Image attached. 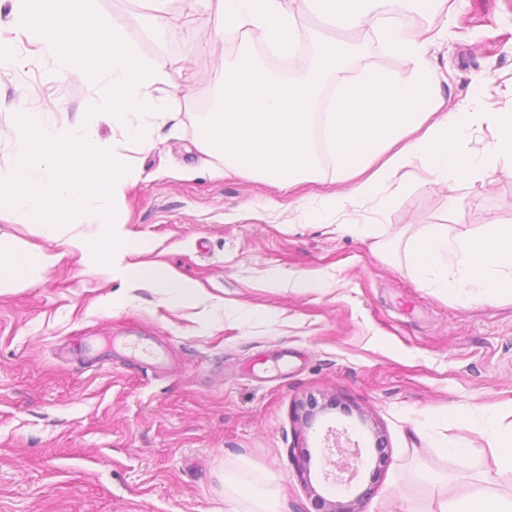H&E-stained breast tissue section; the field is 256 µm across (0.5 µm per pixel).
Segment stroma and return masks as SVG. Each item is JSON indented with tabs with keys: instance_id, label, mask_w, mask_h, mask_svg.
I'll list each match as a JSON object with an SVG mask.
<instances>
[{
	"instance_id": "stroma-1",
	"label": "stroma",
	"mask_w": 512,
	"mask_h": 512,
	"mask_svg": "<svg viewBox=\"0 0 512 512\" xmlns=\"http://www.w3.org/2000/svg\"><path fill=\"white\" fill-rule=\"evenodd\" d=\"M98 4L155 56L147 0ZM167 18L179 131L137 154L141 180L112 203L133 240L127 263H164L224 308L148 287L112 304L126 280L104 283L78 254L0 294V512H255L265 498L317 512L318 499L362 492L363 512H428L446 491L465 494L482 465L461 468L440 446L479 443L457 412L512 408V304L420 287L387 243L420 224L452 237L512 225V178L449 187L412 162L369 234L297 223L289 203L345 190L330 160L323 179L279 188L200 168L195 148L215 61L264 56L262 44L225 35L203 8L185 19L183 0ZM405 18L427 41L445 110L480 85L482 111L512 109V0H443ZM347 37L361 46L354 66L410 76L369 30ZM0 42L22 60L0 74L1 101H52L61 120L83 111L91 87L11 33ZM291 273L322 285L289 287ZM336 430L362 450L346 491L322 479Z\"/></svg>"
}]
</instances>
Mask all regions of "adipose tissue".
<instances>
[{
	"label": "adipose tissue",
	"mask_w": 512,
	"mask_h": 512,
	"mask_svg": "<svg viewBox=\"0 0 512 512\" xmlns=\"http://www.w3.org/2000/svg\"><path fill=\"white\" fill-rule=\"evenodd\" d=\"M215 16L222 31L257 37L273 54L294 58L304 40L313 54L304 73L284 80L256 57L243 53L217 66L220 91L202 122L197 148L219 160L228 175L248 176L275 186L319 179L318 147L332 156L349 191L297 205L305 224H321L364 201L384 207L388 190L410 162L453 185L490 183L512 177V111L478 112L466 105L441 111L439 83L428 66L424 41L403 22L405 8H427L434 0H329L336 27H371L391 54L411 65V77L365 66L350 72L352 45L306 35L307 0H185ZM332 82L334 94L324 97ZM487 128L491 140L479 153L466 147L471 132ZM403 250L418 281L456 298L512 300V225L491 223L477 233L449 237L444 224H426L403 238ZM481 446L457 444L451 452L466 468L492 460L512 469V434L500 411L483 413ZM437 512H512L481 482L464 497L447 495Z\"/></svg>",
	"instance_id": "ef3b65f1"
}]
</instances>
